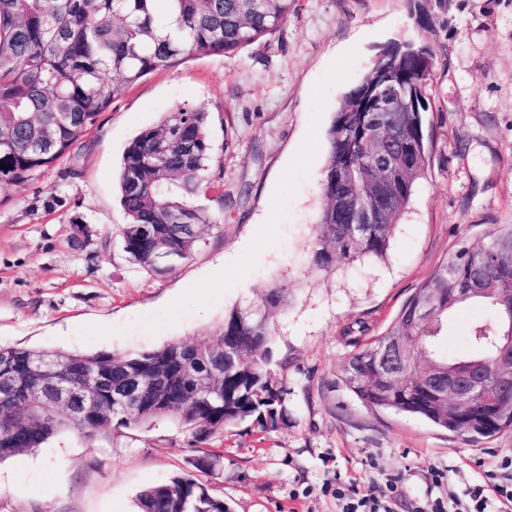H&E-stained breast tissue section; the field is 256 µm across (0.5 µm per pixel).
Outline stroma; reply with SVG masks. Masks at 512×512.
<instances>
[{
  "label": "stroma",
  "mask_w": 512,
  "mask_h": 512,
  "mask_svg": "<svg viewBox=\"0 0 512 512\" xmlns=\"http://www.w3.org/2000/svg\"><path fill=\"white\" fill-rule=\"evenodd\" d=\"M436 58L425 133L433 151L386 259L313 263L325 200V133L343 95L392 43ZM203 108L218 192L215 225L192 255L155 275L123 250L116 194L122 152L176 106ZM512 224V0H296L268 42L228 58L196 55L149 74L99 114L77 158L24 188L0 185V346L130 354L206 336L278 283L267 308L271 371L288 425L225 427L203 447L175 420L94 440L63 430L0 461V512H137L143 489L217 457L202 479L231 512H342L330 485L387 491L393 512L467 500L512 483V429L473 439L365 407L343 384L346 359L381 336L463 243ZM479 304L455 309L434 351L473 353Z\"/></svg>",
  "instance_id": "stroma-1"
}]
</instances>
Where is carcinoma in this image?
Listing matches in <instances>:
<instances>
[{
	"label": "carcinoma",
	"instance_id": "1",
	"mask_svg": "<svg viewBox=\"0 0 512 512\" xmlns=\"http://www.w3.org/2000/svg\"><path fill=\"white\" fill-rule=\"evenodd\" d=\"M295 10V0H0V184L24 186L71 159L85 133L100 113L147 75L198 55L234 57L245 48L280 31ZM400 86L405 106L413 98H427L435 55L408 54L388 61L379 57L359 83L342 98L326 132L327 161L321 178L325 206L318 223L313 263L328 270L333 262L383 259L394 226L406 211L429 155L424 113L354 112L366 83L383 65ZM207 113L201 108L177 107L159 123L136 134L125 146L119 166L118 200L127 217L123 248L144 269L166 275L189 258L198 242V228L215 223L206 209L191 203L211 187L207 175L211 146ZM415 148L417 162L404 168L392 196L386 222L373 225L362 236L341 233L333 201L339 192L355 200L376 189L380 164L396 165L406 146ZM349 159L353 176L336 184V168ZM167 240L173 260L163 264L154 252L155 240ZM460 288H487L483 303L496 319L479 324L473 341L485 346L489 357L497 337L509 329L503 304H512V224L487 244L459 246L430 274L407 300L384 332L408 336V358L402 377L388 388L374 387L376 371L370 356L381 338L353 353L343 366V382L368 407L418 416L454 432L467 429L476 438L491 437L512 427V404L477 398L448 420L447 405L419 391L426 377L419 357L443 368L460 369L470 358L448 360L434 355L431 338L437 335L462 301ZM288 289L265 290L260 304L235 307L210 336L190 345L171 343L136 354H79L28 347H0V378L8 369L20 376L26 360L42 355L54 360L44 378L15 383L13 406L24 405L34 386L81 379L85 389L106 397V390L89 376L100 368L112 377V386L126 383L162 365L175 352H186L188 371L173 383V400L145 401L128 412L104 404L94 412L61 411L48 406L24 416L0 417V460L34 451L59 431L75 430L87 438L107 436L120 427L142 426L174 418L201 444L228 425L254 421L263 428L288 425L286 389L269 369L270 332L259 309L286 301ZM430 309L433 317L421 321L415 314ZM240 354L224 371V401L216 402L200 387L211 379L213 355L221 343ZM139 512H231L224 499L213 495L193 474L148 487L137 498Z\"/></svg>",
	"mask_w": 512,
	"mask_h": 512
}]
</instances>
